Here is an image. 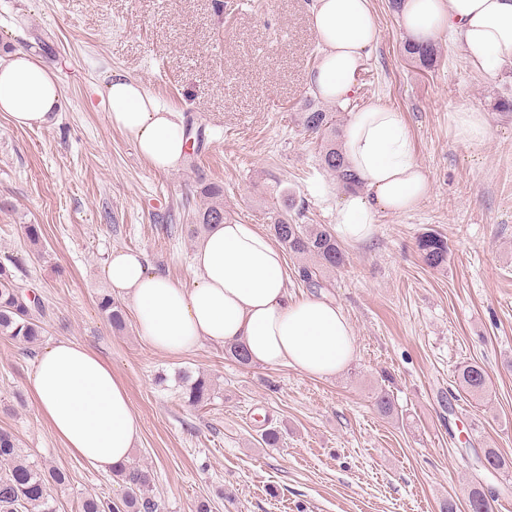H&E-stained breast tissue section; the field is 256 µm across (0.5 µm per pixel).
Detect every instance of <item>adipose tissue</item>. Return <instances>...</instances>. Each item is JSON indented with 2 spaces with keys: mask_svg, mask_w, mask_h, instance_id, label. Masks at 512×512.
Listing matches in <instances>:
<instances>
[{
  "mask_svg": "<svg viewBox=\"0 0 512 512\" xmlns=\"http://www.w3.org/2000/svg\"><path fill=\"white\" fill-rule=\"evenodd\" d=\"M408 38L426 42L445 33L459 41L466 62L487 76L512 66V0H402L398 13ZM309 22L321 45L307 77L319 98L346 103L379 40L371 0H312ZM113 127L128 133L153 170L177 169L186 153L183 119L141 81L113 74L105 88ZM61 106L57 82L23 51L0 57V112L18 127L49 124ZM454 136L469 147L488 135L483 112L448 116ZM342 149L359 181L336 204L333 233L348 245L376 235L380 211H412L431 191L416 161L400 112L371 105L351 112ZM193 285L183 288L150 269L143 254L115 251L106 265L113 294L129 299L141 336L169 355L201 342L244 346L250 364L290 366L333 378L355 358L356 339L343 308L323 297H291L281 249L254 225H211L195 250ZM42 419L70 453L98 470L127 464L140 434L123 383L111 366L71 339L41 351L31 380Z\"/></svg>",
  "mask_w": 512,
  "mask_h": 512,
  "instance_id": "adipose-tissue-1",
  "label": "adipose tissue"
}]
</instances>
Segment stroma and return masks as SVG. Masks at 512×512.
<instances>
[{
  "label": "stroma",
  "mask_w": 512,
  "mask_h": 512,
  "mask_svg": "<svg viewBox=\"0 0 512 512\" xmlns=\"http://www.w3.org/2000/svg\"><path fill=\"white\" fill-rule=\"evenodd\" d=\"M311 0H0V55L36 56L58 82L61 108L41 128L0 112V255L20 264L45 312L44 343L77 341L112 366L141 423L132 459L148 467L165 512H468L481 485L494 512H512V465L479 467L485 448L512 462V67L474 71L458 42L439 35L426 67L389 0H371L379 42L337 119L376 104L401 112L431 193L403 215L381 212L373 241L346 246L347 264L325 272L324 296L340 303L356 354L336 378L290 367H242L224 347L152 350L136 324L115 333L97 309L115 249L188 288L202 240L184 186L223 185L233 218L269 230L277 192L293 190L304 224L332 225L343 189L316 162L318 145L298 114L319 60ZM140 80L186 126L200 150L174 171H154L132 138L112 126L107 78ZM485 112L488 137L458 142L460 108ZM41 228V246L24 227ZM448 241L447 264L429 268L416 240ZM36 354L0 335V429L30 460L66 471L56 512L88 496L120 498L121 482L75 458L31 398ZM485 366L489 393L461 389L457 370ZM203 375L214 393L189 405L179 375ZM399 415L373 409L379 389ZM278 430V447L264 444Z\"/></svg>",
  "instance_id": "1"
}]
</instances>
